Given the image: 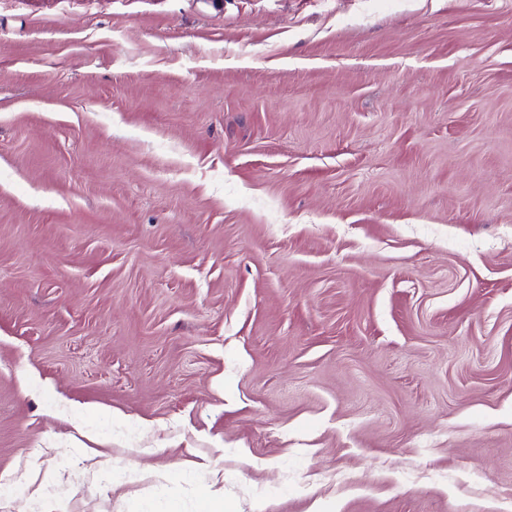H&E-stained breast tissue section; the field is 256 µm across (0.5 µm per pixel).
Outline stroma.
<instances>
[{
    "mask_svg": "<svg viewBox=\"0 0 512 512\" xmlns=\"http://www.w3.org/2000/svg\"><path fill=\"white\" fill-rule=\"evenodd\" d=\"M0 512H512V0H0Z\"/></svg>",
    "mask_w": 512,
    "mask_h": 512,
    "instance_id": "obj_1",
    "label": "stroma"
}]
</instances>
